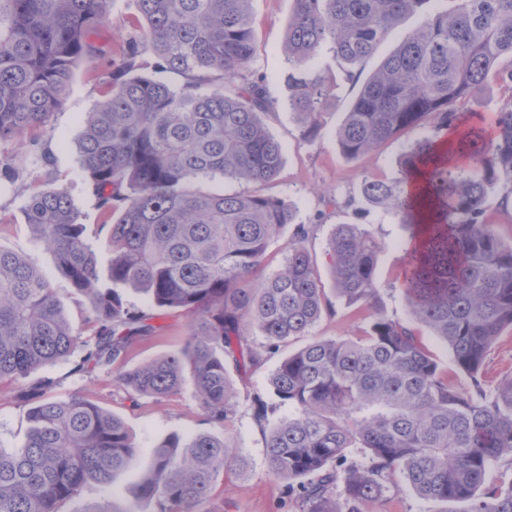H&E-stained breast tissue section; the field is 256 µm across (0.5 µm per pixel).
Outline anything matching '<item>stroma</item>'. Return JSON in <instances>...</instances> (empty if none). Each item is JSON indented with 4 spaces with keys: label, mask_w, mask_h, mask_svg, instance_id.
I'll return each instance as SVG.
<instances>
[{
    "label": "stroma",
    "mask_w": 512,
    "mask_h": 512,
    "mask_svg": "<svg viewBox=\"0 0 512 512\" xmlns=\"http://www.w3.org/2000/svg\"><path fill=\"white\" fill-rule=\"evenodd\" d=\"M294 11V0H252L251 14L256 34V54L252 68L265 76L274 101L264 121L283 149L284 164L275 180L262 186V193L292 201L297 219L312 222L318 212L327 220L310 244L324 283L327 309L307 335L292 339L256 366L230 370L236 411L224 426L211 424L197 397L192 376H185L178 393L154 399L133 395L116 382L111 373L100 371L90 375L73 373L72 361L60 360L44 366L20 380L0 381V449L12 451L23 447L30 427L28 405L21 394L32 384L53 379L58 396L78 394L87 396L102 408L120 418L143 455L138 464L122 474L114 483L101 486L87 484L80 495L66 500L59 512H85L95 503H115L123 507L132 501L135 487L147 470L153 447L171 435L191 437L200 432L222 434L229 438L243 464H229L214 483L204 505L205 512H302L298 495L288 494L285 481L269 475L266 463L265 432L252 417V402L262 398L273 404L270 422H277L288 413L286 406L277 404L270 387V376L280 358L320 339H351L362 335L371 312L361 306H346L333 290L326 255L327 240L334 225L346 222V214L334 211L328 203L331 195L357 193L362 181L369 176L390 179L397 175L399 161L414 141L405 135L358 158L345 157L338 146L336 131L348 112L358 88L340 82L323 116L321 137L312 143L304 142L300 127L286 99L288 88L284 75L288 62L284 41L288 21ZM134 0H113L107 21L94 35L102 53L94 68L78 66L74 72L66 101L51 124L34 131L29 144L8 145L7 150L17 157L23 172L18 180L0 177V247L26 255L50 282L61 302L62 309L74 326L84 335H92L94 327L88 321V301L59 270L54 256L33 237L25 222L24 207L32 179L43 170H50L56 187L65 190L75 207L82 213L87 234L96 248L100 270H107L112 253L105 244L100 212L88 187L78 161V138L81 120L106 96L105 80L111 69L110 49L118 47L125 35L142 25ZM48 150L50 166H43L41 150ZM378 244L376 270L379 301L386 315L406 325L414 326L424 346L438 361L449 385L464 389L469 378L454 364L447 347L430 330L415 324L400 292L402 245L410 230L398 223L385 208H370L363 219ZM155 333L133 345L116 364L128 370L144 362L180 352L190 329L189 317L180 311H169L155 317ZM512 378V328L502 331L482 368L486 390L495 391L500 381ZM458 502L427 501L418 497L401 483L391 485L381 512H462Z\"/></svg>",
    "instance_id": "stroma-1"
}]
</instances>
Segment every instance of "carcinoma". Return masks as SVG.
<instances>
[{
  "label": "carcinoma",
  "mask_w": 512,
  "mask_h": 512,
  "mask_svg": "<svg viewBox=\"0 0 512 512\" xmlns=\"http://www.w3.org/2000/svg\"><path fill=\"white\" fill-rule=\"evenodd\" d=\"M112 0H0V144L50 125L74 71L92 64L91 33ZM145 26L112 60L105 99L82 120L79 164L108 226L106 277L69 195L50 173L34 178L26 223L72 285L88 299L94 336L64 316L48 281L26 256L0 249V380L16 379L80 353L81 374L108 370L154 330L118 288L146 295L158 311L191 318L184 348L115 374L139 396L176 392L192 373L211 422L237 402L225 368L263 362L320 319L325 288L309 241L316 224L294 223L291 201L258 191L226 193L215 181H272L281 144L263 116L273 104L251 71L256 53L251 0H136ZM295 0L284 52L288 109L303 140L323 129L337 88L313 65L323 51L346 81L399 22L420 26L360 87L337 133L357 158L427 127L433 137L403 156L399 176L368 178L359 198L336 208L384 207L410 227L401 290L414 319L445 344L473 390L448 386L415 331L378 307V246L365 225H335L327 241L336 297L372 310L365 334L311 343L281 359L270 377L288 415L265 435L269 473L299 491L303 512H376L399 479L424 500L466 502L465 512H512V483L487 481L512 459V379L483 389V364L512 327V244L485 224L488 196L512 198V103L465 122L455 104L512 58V0ZM168 73L174 84L159 78ZM15 158L0 175L15 180ZM282 267L257 281L271 240L288 225ZM256 330L262 342L248 343ZM49 378L21 394L34 423L27 443L0 449V512H59L89 483L131 469L140 448L117 417L80 395L62 399ZM361 458H351L353 452ZM230 440L212 433L171 436L153 450L138 498L156 512H202L228 462Z\"/></svg>",
  "instance_id": "1"
}]
</instances>
